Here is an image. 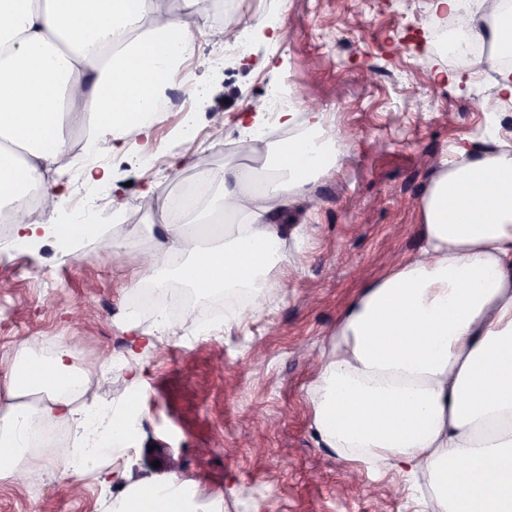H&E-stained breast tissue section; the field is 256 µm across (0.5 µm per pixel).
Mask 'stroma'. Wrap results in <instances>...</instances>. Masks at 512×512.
Returning a JSON list of instances; mask_svg holds the SVG:
<instances>
[{
	"mask_svg": "<svg viewBox=\"0 0 512 512\" xmlns=\"http://www.w3.org/2000/svg\"><path fill=\"white\" fill-rule=\"evenodd\" d=\"M429 4L238 0L224 15L205 6L194 16L200 29L239 25L244 51L216 61L217 44L200 40L190 67L204 91L186 114L150 136L129 133L119 155L71 165L97 206L86 213L66 204L47 221L92 224L95 234L65 245L46 237L0 247V319L18 325L0 333V367L62 339L78 346L76 362L92 376L112 358L102 397L126 392L120 362L135 278L121 255L103 262L99 253L112 239L133 238L139 252L161 263L155 239L162 219L152 215L154 230L145 233L135 206L147 175L169 193L199 167L223 168L238 137L236 118L266 109L264 84L282 85L302 107L326 109V126L343 146L341 165L312 185L310 201L292 203L282 217L288 263L273 270L274 287L255 300L260 317L196 336L203 307L195 305L176 317L184 336L145 357L143 442L119 455V475L107 470L74 483L28 456L24 482L0 480V512H113L131 490L165 480L160 463L169 456L180 460L202 505L222 497V512H427L425 481L369 471L320 440L309 389L340 313L395 262L421 250L417 204L432 175L423 156L452 161L457 145L495 127L512 131V102H495L489 77L450 85L461 68L438 50ZM490 101L495 111L484 110ZM174 154L184 157L175 167ZM92 166L111 169V183L87 180ZM116 197L130 203L117 222ZM41 271L62 290L48 294ZM352 473L359 476L353 484Z\"/></svg>",
	"mask_w": 512,
	"mask_h": 512,
	"instance_id": "stroma-1",
	"label": "stroma"
}]
</instances>
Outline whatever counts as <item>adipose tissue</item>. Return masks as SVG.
Here are the masks:
<instances>
[{"instance_id": "obj_1", "label": "adipose tissue", "mask_w": 512, "mask_h": 512, "mask_svg": "<svg viewBox=\"0 0 512 512\" xmlns=\"http://www.w3.org/2000/svg\"><path fill=\"white\" fill-rule=\"evenodd\" d=\"M431 0L433 16H456L466 37L491 43L474 65L512 101V68L502 65L512 38L507 0ZM0 0V206L11 208L16 237L27 240L42 215L63 202L52 181L66 159L73 127L96 155L123 150L128 131L149 134L167 86L197 50L191 19L201 0ZM283 128L305 121L303 138L269 140L260 119H239L237 161L214 172L212 223L199 201L187 224H168L160 250L181 282L204 294L269 287L288 259L278 222L307 198L341 152L323 112L278 115ZM440 163L420 199L424 244L395 264L341 313L336 339L311 389L314 427L337 453L378 470L427 476L433 512H512V137L457 147ZM42 188L31 207L25 190ZM162 316L136 334L139 353L124 369L122 399L93 393L74 350L53 343L48 355L16 358L0 370V479L15 478L17 458L36 424L66 420L81 429L66 477L96 473L114 443L138 445L139 429L121 426L148 410L141 350L179 335ZM44 393L28 404L23 395ZM180 475L138 488L118 512H188Z\"/></svg>"}]
</instances>
